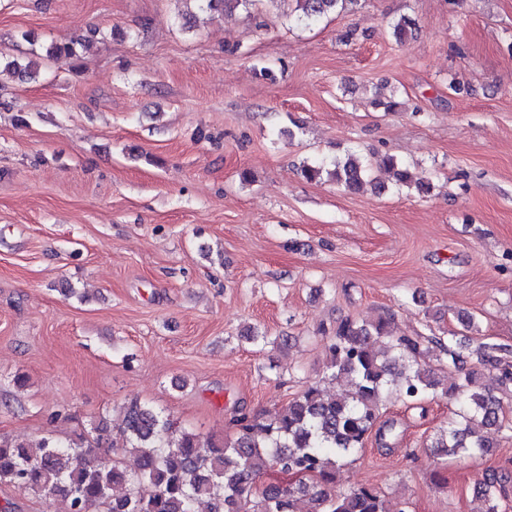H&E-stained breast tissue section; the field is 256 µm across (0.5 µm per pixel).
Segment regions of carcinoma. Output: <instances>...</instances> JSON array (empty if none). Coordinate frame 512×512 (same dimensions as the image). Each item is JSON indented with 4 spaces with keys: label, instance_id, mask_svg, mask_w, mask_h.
<instances>
[{
    "label": "carcinoma",
    "instance_id": "carcinoma-1",
    "mask_svg": "<svg viewBox=\"0 0 512 512\" xmlns=\"http://www.w3.org/2000/svg\"><path fill=\"white\" fill-rule=\"evenodd\" d=\"M200 10L227 14L249 9L254 0H195ZM296 21L310 22L344 8L348 0H295ZM101 30L91 28L67 42L46 49L48 57L64 64L78 59ZM306 164L309 180L326 174L349 190L358 189L373 168L394 171L396 184L425 189L395 159L383 155L364 162L355 155L333 163ZM446 356L458 375L453 386L418 363L424 344ZM326 365L330 381L345 379L352 391L344 397L327 394L320 385L307 387L280 410L263 415L242 412L235 419L231 442L205 439L184 431L173 434L160 412L136 398L123 407L122 421L113 427L99 417L85 436L83 454L43 438L37 442L0 439V484L32 492L65 512H390L378 490L358 487L336 491L341 462L365 447L371 434L383 438L394 424L377 426L380 404L393 392L407 407L426 399L447 397L458 406L448 428L431 447L442 460L485 456L495 444L487 430L502 428L500 401L494 390H477L481 369L501 388L512 385V360L506 350L481 343L470 349L456 336H395L391 320L345 318L336 324ZM303 475L287 486L258 485L274 468ZM512 481L507 472L481 482L485 512H499V497Z\"/></svg>",
    "mask_w": 512,
    "mask_h": 512
}]
</instances>
